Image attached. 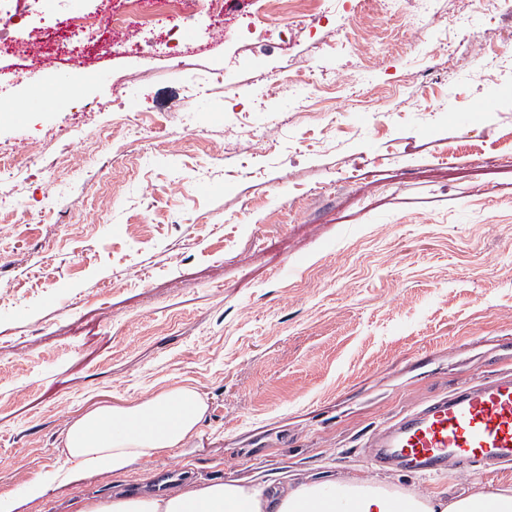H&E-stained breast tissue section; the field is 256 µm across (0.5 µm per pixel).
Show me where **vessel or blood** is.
Here are the masks:
<instances>
[{
	"instance_id": "b4317fda",
	"label": "vessel or blood",
	"mask_w": 512,
	"mask_h": 512,
	"mask_svg": "<svg viewBox=\"0 0 512 512\" xmlns=\"http://www.w3.org/2000/svg\"><path fill=\"white\" fill-rule=\"evenodd\" d=\"M379 469L443 474L512 463V374L479 378L385 421L367 439Z\"/></svg>"
}]
</instances>
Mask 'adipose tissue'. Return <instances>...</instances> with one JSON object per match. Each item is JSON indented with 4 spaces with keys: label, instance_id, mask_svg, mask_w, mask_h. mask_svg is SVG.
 <instances>
[{
    "label": "adipose tissue",
    "instance_id": "obj_1",
    "mask_svg": "<svg viewBox=\"0 0 512 512\" xmlns=\"http://www.w3.org/2000/svg\"><path fill=\"white\" fill-rule=\"evenodd\" d=\"M207 405L193 385L172 382L129 405L98 406L72 419L60 443L67 467L108 474L126 482L137 465L177 455L198 434ZM73 512H512V489L476 478L451 496L444 490L405 492L379 475H347L289 483L185 480L160 492L120 490L101 499L81 498Z\"/></svg>",
    "mask_w": 512,
    "mask_h": 512
}]
</instances>
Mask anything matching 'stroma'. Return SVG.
<instances>
[{
    "instance_id": "1",
    "label": "stroma",
    "mask_w": 512,
    "mask_h": 512,
    "mask_svg": "<svg viewBox=\"0 0 512 512\" xmlns=\"http://www.w3.org/2000/svg\"><path fill=\"white\" fill-rule=\"evenodd\" d=\"M335 3L327 27L283 17L255 42L230 35L248 14L199 12L179 62L162 15L81 64L0 52V150L23 169L0 173V493L46 479L37 512L111 495L108 476L54 481L64 428L174 380L208 410L147 490L168 468L365 471L388 418L512 370V74L480 53L512 16L461 13L444 42L448 0ZM350 23L367 36L337 54Z\"/></svg>"
}]
</instances>
